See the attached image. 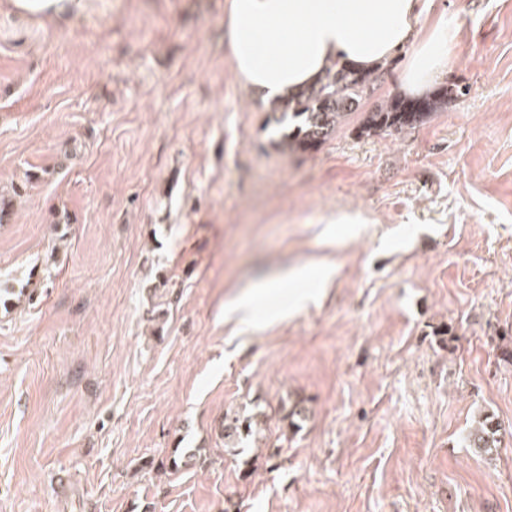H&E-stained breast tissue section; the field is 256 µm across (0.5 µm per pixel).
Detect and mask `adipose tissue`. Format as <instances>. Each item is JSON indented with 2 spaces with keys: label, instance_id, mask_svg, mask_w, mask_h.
<instances>
[{
  "label": "adipose tissue",
  "instance_id": "adipose-tissue-1",
  "mask_svg": "<svg viewBox=\"0 0 512 512\" xmlns=\"http://www.w3.org/2000/svg\"><path fill=\"white\" fill-rule=\"evenodd\" d=\"M433 0H227L226 35L231 69L250 93L266 100L315 82L329 61L340 59L371 71L416 45L405 89L417 94L434 84L448 63V21L438 16L419 28ZM329 269L304 266L256 285L233 309L253 321L257 298L287 279L327 281Z\"/></svg>",
  "mask_w": 512,
  "mask_h": 512
}]
</instances>
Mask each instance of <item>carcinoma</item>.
<instances>
[{
  "mask_svg": "<svg viewBox=\"0 0 512 512\" xmlns=\"http://www.w3.org/2000/svg\"><path fill=\"white\" fill-rule=\"evenodd\" d=\"M387 70L360 72L341 60H332L323 76L291 98L270 104L276 119L274 148L282 154H305L320 149L336 128L355 112L363 99L373 92ZM448 90L434 97L407 103L396 96L373 112L366 113L361 135L369 137L401 131L423 122L436 110L448 105ZM253 418L224 417V445L235 448L242 440L259 434ZM498 429L493 421L483 420L470 429L465 437L468 447L490 453L499 446Z\"/></svg>",
  "mask_w": 512,
  "mask_h": 512,
  "instance_id": "1",
  "label": "carcinoma"
}]
</instances>
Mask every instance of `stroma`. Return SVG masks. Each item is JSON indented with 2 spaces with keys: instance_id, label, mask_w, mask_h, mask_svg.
Returning a JSON list of instances; mask_svg holds the SVG:
<instances>
[{
  "instance_id": "obj_1",
  "label": "stroma",
  "mask_w": 512,
  "mask_h": 512,
  "mask_svg": "<svg viewBox=\"0 0 512 512\" xmlns=\"http://www.w3.org/2000/svg\"><path fill=\"white\" fill-rule=\"evenodd\" d=\"M435 2L458 97L361 135L398 55L295 155L231 72L226 0L0 10V512H512V0ZM310 264L331 280L230 313ZM288 277V271H286L280 275L259 283L254 287L251 294L235 302L233 311L239 315L242 321H253L256 300L262 295L267 294L276 288H280L284 282L288 281ZM254 417L240 420L238 417H224L222 424V434L224 433V446L228 448H238L237 446L243 439L259 434L257 429L258 422ZM498 429L493 426L492 420L480 421L477 426L470 429L465 437L468 448L478 452L490 453L493 448H499L500 440L497 438Z\"/></svg>"
}]
</instances>
